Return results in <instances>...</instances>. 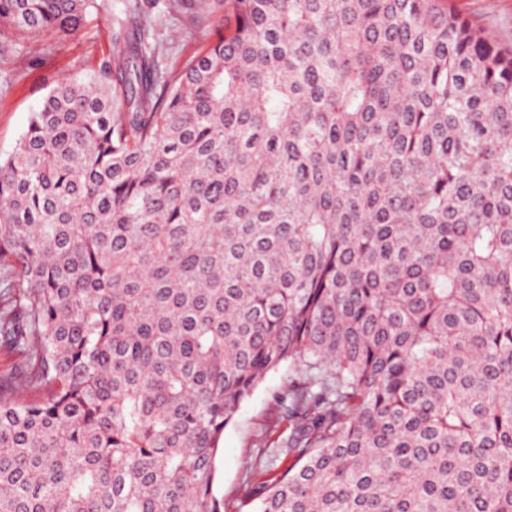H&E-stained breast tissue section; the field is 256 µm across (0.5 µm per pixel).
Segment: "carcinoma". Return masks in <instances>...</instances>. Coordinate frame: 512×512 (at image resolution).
Listing matches in <instances>:
<instances>
[{
	"label": "carcinoma",
	"mask_w": 512,
	"mask_h": 512,
	"mask_svg": "<svg viewBox=\"0 0 512 512\" xmlns=\"http://www.w3.org/2000/svg\"><path fill=\"white\" fill-rule=\"evenodd\" d=\"M0 159V512H224V430L292 374L253 512H512V49L449 0H144ZM97 0H0L75 36ZM156 7L150 9V15L157 19L151 31L152 39L161 45V53L168 66L178 68L179 65L206 46L224 29V11H215L200 28L187 30L179 22L177 16L166 12L168 0H149ZM150 39V40H152Z\"/></svg>",
	"instance_id": "obj_1"
}]
</instances>
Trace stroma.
<instances>
[{"instance_id": "1", "label": "stroma", "mask_w": 512, "mask_h": 512, "mask_svg": "<svg viewBox=\"0 0 512 512\" xmlns=\"http://www.w3.org/2000/svg\"><path fill=\"white\" fill-rule=\"evenodd\" d=\"M167 0H154L150 14L157 20L152 37L161 46L167 65L176 67L214 40L224 27L223 12L188 30L166 11ZM456 8L500 42L512 45V0H455ZM122 0H110L107 11L88 16L81 34L72 39L57 34L36 38L33 52L0 56V158L11 154L54 82L61 76L92 75L112 49V36L124 19ZM289 370L269 372L242 404L234 424L224 431L216 460L214 491L226 512H237L246 467L264 456L256 431L273 417V397L287 382Z\"/></svg>"}]
</instances>
